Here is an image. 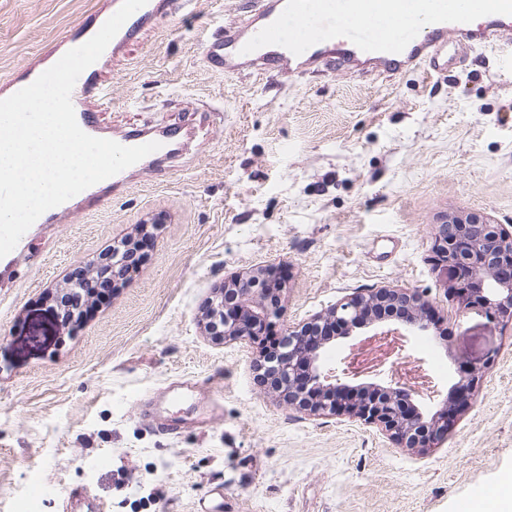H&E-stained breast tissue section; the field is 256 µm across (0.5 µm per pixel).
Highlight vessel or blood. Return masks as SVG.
<instances>
[{"label": "vessel or blood", "instance_id": "1", "mask_svg": "<svg viewBox=\"0 0 512 512\" xmlns=\"http://www.w3.org/2000/svg\"><path fill=\"white\" fill-rule=\"evenodd\" d=\"M325 0H253L250 19L242 26H226L222 36L209 43L206 61L212 70L244 76L274 78L289 73L296 76L321 72L338 64L351 73H372L392 80L407 70L426 67L434 76L448 69L451 49L476 46H512V0H464L451 11L436 5L414 22L392 12L393 0H352L357 22L351 28L325 26L320 32L297 42H283L278 36L282 17H300L318 12ZM168 0H148L124 23L106 48L118 54L158 15ZM79 36L63 37L51 55L21 67L0 81V100L33 83L67 51L80 46ZM111 99V88L98 65L79 76L71 93L76 120L87 134L112 139L124 146L158 143L159 149L120 173L110 177L113 192L122 191L132 174L150 169L160 157L183 149L179 125H143L110 132L98 120L100 106Z\"/></svg>", "mask_w": 512, "mask_h": 512}]
</instances>
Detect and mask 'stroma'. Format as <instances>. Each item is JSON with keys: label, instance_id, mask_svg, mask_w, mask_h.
Returning a JSON list of instances; mask_svg holds the SVG:
<instances>
[{"label": "stroma", "instance_id": "stroma-1", "mask_svg": "<svg viewBox=\"0 0 512 512\" xmlns=\"http://www.w3.org/2000/svg\"><path fill=\"white\" fill-rule=\"evenodd\" d=\"M251 0H171L111 61L103 124L193 129L183 152L101 205L32 225L0 259V512L37 493L64 512L79 488L107 512H463L512 474V320L462 311L432 246L449 213L512 230V55L475 47L447 75L388 81L335 67L312 77L230 75L206 49ZM98 0H0V79L54 48ZM163 222L134 272L63 323L68 276ZM271 267L285 283L273 335L356 292L418 290L436 319L402 355L439 409L461 369L490 363L437 447H396L346 415L290 408L253 345L214 341L202 312L225 279ZM221 411L179 435L139 409L174 380Z\"/></svg>", "mask_w": 512, "mask_h": 512}]
</instances>
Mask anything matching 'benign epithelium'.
<instances>
[{
	"label": "benign epithelium",
	"mask_w": 512,
	"mask_h": 512,
	"mask_svg": "<svg viewBox=\"0 0 512 512\" xmlns=\"http://www.w3.org/2000/svg\"><path fill=\"white\" fill-rule=\"evenodd\" d=\"M438 261L455 281L456 294L464 309L479 308L491 318L512 319V232L492 222L483 213L459 211L448 215L436 237ZM131 251L112 247L96 265L70 277L57 298L64 317L71 319L82 310L101 282L112 280L130 263ZM283 284L272 269L260 268L224 282L209 301L204 329L220 342H245L259 349L258 369L272 364L270 372L288 406L312 415L347 414L377 427L397 447L424 452L448 436L458 408L467 405L482 372L472 368L455 383L449 402L426 417L417 406L403 402L413 389L390 376L386 383L349 385L333 381L327 368V344L337 330L370 327L382 318L385 308L407 311L405 325L425 329L432 320L431 309L420 294L407 288H379L353 294L332 307L323 317L285 328L273 345H268L272 319L283 309Z\"/></svg>",
	"instance_id": "1"
}]
</instances>
